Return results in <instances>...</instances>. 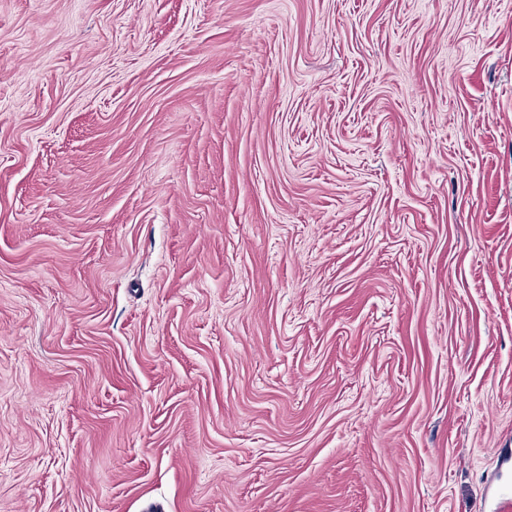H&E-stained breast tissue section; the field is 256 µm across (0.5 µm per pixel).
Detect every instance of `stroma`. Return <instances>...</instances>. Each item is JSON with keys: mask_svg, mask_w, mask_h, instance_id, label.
Listing matches in <instances>:
<instances>
[{"mask_svg": "<svg viewBox=\"0 0 512 512\" xmlns=\"http://www.w3.org/2000/svg\"><path fill=\"white\" fill-rule=\"evenodd\" d=\"M512 0H0V512H493Z\"/></svg>", "mask_w": 512, "mask_h": 512, "instance_id": "stroma-1", "label": "stroma"}]
</instances>
